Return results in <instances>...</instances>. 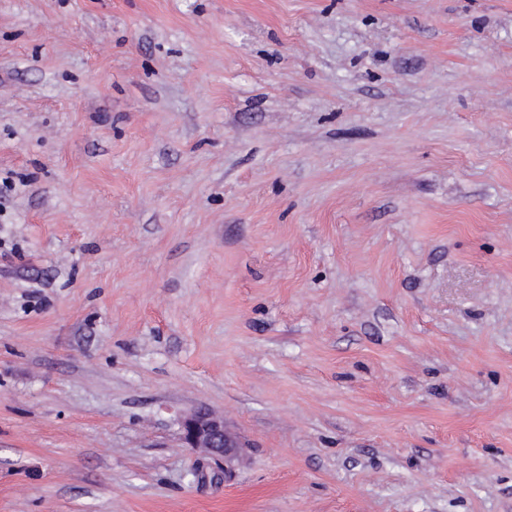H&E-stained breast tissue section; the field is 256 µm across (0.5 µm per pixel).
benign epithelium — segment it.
<instances>
[{
    "instance_id": "obj_1",
    "label": "benign epithelium",
    "mask_w": 512,
    "mask_h": 512,
    "mask_svg": "<svg viewBox=\"0 0 512 512\" xmlns=\"http://www.w3.org/2000/svg\"><path fill=\"white\" fill-rule=\"evenodd\" d=\"M182 437L189 448L201 450L207 455L224 460V471L234 467L243 444L224 424V417L208 410L196 411L181 423Z\"/></svg>"
}]
</instances>
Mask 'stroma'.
<instances>
[{
  "instance_id": "stroma-1",
  "label": "stroma",
  "mask_w": 512,
  "mask_h": 512,
  "mask_svg": "<svg viewBox=\"0 0 512 512\" xmlns=\"http://www.w3.org/2000/svg\"><path fill=\"white\" fill-rule=\"evenodd\" d=\"M0 512H512V0H0ZM182 437L188 448L201 450L207 455L224 459L225 472L234 467L243 444L224 424V418L208 410L196 411L181 423Z\"/></svg>"
}]
</instances>
